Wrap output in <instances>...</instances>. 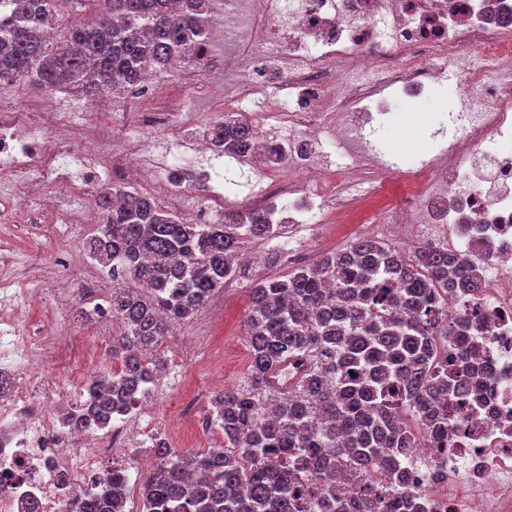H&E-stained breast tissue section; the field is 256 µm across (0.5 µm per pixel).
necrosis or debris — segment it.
<instances>
[{"label":"necrosis or debris","mask_w":512,"mask_h":512,"mask_svg":"<svg viewBox=\"0 0 512 512\" xmlns=\"http://www.w3.org/2000/svg\"><path fill=\"white\" fill-rule=\"evenodd\" d=\"M224 60L204 73L186 69L183 85L246 70L252 89L277 74L287 102L255 97L242 108L238 87L224 90V108L207 122L235 113L256 134L269 123L287 127L288 192L297 223L307 202L329 200L340 214L360 201L384 202L388 224L417 225L433 247L469 253L486 270L479 292L452 295L455 305L477 304L479 315L454 351L467 354L477 388L466 404L446 408L448 445L419 448L404 463L414 491L409 512H512V154H484V144L512 129V0H224ZM480 49L477 62L465 48ZM463 66L462 96L472 111L457 114L449 151L417 169H397L393 182L364 181L371 164L362 131L372 112L389 105L386 91L411 102L424 98L446 70ZM339 83L341 92L331 90ZM113 96L104 89L92 112H70L41 98L0 99V169L15 197L35 201L42 216L79 234L94 223L92 200L116 179L144 170L153 145L139 142L114 152ZM332 131L352 158L334 171L316 146ZM88 153L67 154V143ZM158 203L190 224H210L224 213L215 193L193 209L184 187H168ZM28 308L0 307V512H69L75 497L100 491L122 449L138 447L129 417L113 419L103 434L66 423L67 391L36 395L27 368L53 348L48 338L27 334ZM139 462L153 451L138 447Z\"/></svg>","instance_id":"necrosis-or-debris-1"}]
</instances>
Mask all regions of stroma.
Masks as SVG:
<instances>
[{"label": "stroma", "instance_id": "35a3bbf8", "mask_svg": "<svg viewBox=\"0 0 512 512\" xmlns=\"http://www.w3.org/2000/svg\"><path fill=\"white\" fill-rule=\"evenodd\" d=\"M458 86L454 73H446L442 83L428 98L416 104L400 103L377 115L371 128L372 139L400 167L420 161L447 143L454 133L451 113L458 110ZM13 210L15 222L7 237H0V277L23 284L41 276L52 278L57 292L70 296L64 309L49 299L29 300L34 331L52 323L65 327L57 352L47 361L28 369L31 385L41 395L71 386L70 374L79 370L92 374L102 368L120 365L112 353V342L124 332L123 323L112 320L108 331H101L85 313L88 305L82 291V273L72 269L70 252L85 248L100 231L99 225L86 228L75 238L64 226L46 229L38 214H26L12 197L4 175L0 174V209ZM383 205L370 201L360 208L358 224H341L329 208L315 210L314 222L288 225L280 238L284 252L301 257L305 263L336 252L357 237L381 238ZM270 248L264 241H248L246 264L241 277L228 281L190 320L177 324L166 336L164 347L181 346V362L168 363L165 376L150 389L155 402L142 418L146 428L159 429L176 416L173 406L183 390H191L200 418L209 419L210 400L219 387L239 386L251 362V348L244 331L250 305V289L257 278L272 275L270 267L253 264L252 258Z\"/></svg>", "mask_w": 512, "mask_h": 512}]
</instances>
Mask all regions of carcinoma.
I'll use <instances>...</instances> for the list:
<instances>
[{
    "label": "carcinoma",
    "mask_w": 512,
    "mask_h": 512,
    "mask_svg": "<svg viewBox=\"0 0 512 512\" xmlns=\"http://www.w3.org/2000/svg\"><path fill=\"white\" fill-rule=\"evenodd\" d=\"M13 4L0 15V83L29 80L90 100L104 86L138 83L147 66L198 63L208 46L211 0H69L75 14L95 16L75 23L59 18L55 0ZM203 134L219 155L257 154L252 127L230 113ZM262 154L279 164L288 150L269 143ZM98 206L105 219L89 252L121 279L110 309L124 334L121 367L91 375L87 406L66 416L88 431L103 429L112 411L134 408L155 383L163 363L143 353L241 274L240 243L286 233L251 210L185 224L135 188L114 186ZM481 285L472 262L446 247L407 252L366 237L257 281L245 321L246 381L212 401L224 451L183 452L154 440L164 463L142 483L144 512H301L304 469L336 502L331 512H347L335 468L387 472L392 493H361L359 512H393L412 494L395 478L403 460L421 437L439 447L440 404L468 392L465 381L448 382L454 357L441 341L467 328L476 311L450 310L448 296ZM124 483L112 474L111 488L75 499L71 512H124Z\"/></svg>",
    "instance_id": "carcinoma-1"
}]
</instances>
